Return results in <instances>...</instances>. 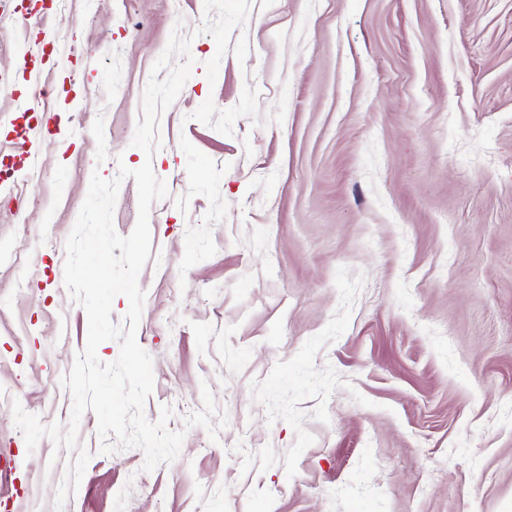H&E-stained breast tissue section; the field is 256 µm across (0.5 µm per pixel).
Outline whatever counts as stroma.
<instances>
[{"mask_svg": "<svg viewBox=\"0 0 512 512\" xmlns=\"http://www.w3.org/2000/svg\"><path fill=\"white\" fill-rule=\"evenodd\" d=\"M204 0H66L0 12V148L27 108L26 51L45 57L29 134L36 205L0 203V501L9 512H512V0H252L217 55ZM191 75L133 147L172 32ZM219 57L215 81L206 64ZM103 118L109 157L96 161ZM151 163L137 329L153 360L145 415L170 407L179 456L132 447L27 452L13 402L68 425L63 386L88 320L65 242L92 172ZM209 386L217 439L184 419Z\"/></svg>", "mask_w": 512, "mask_h": 512, "instance_id": "obj_1", "label": "stroma"}]
</instances>
